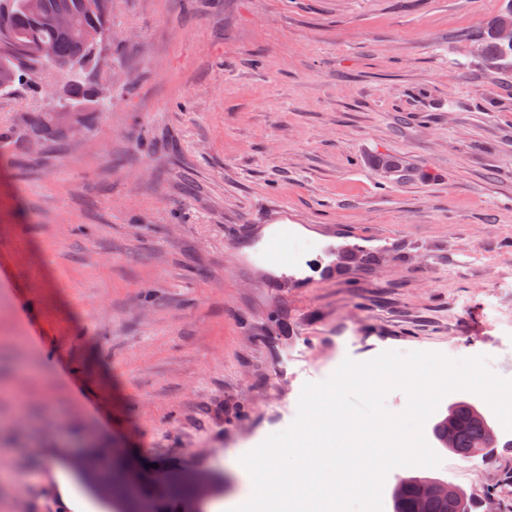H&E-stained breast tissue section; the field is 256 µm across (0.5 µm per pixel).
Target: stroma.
Here are the masks:
<instances>
[{"label":"stroma","instance_id":"stroma-1","mask_svg":"<svg viewBox=\"0 0 512 512\" xmlns=\"http://www.w3.org/2000/svg\"><path fill=\"white\" fill-rule=\"evenodd\" d=\"M512 0H112L108 111L0 145V512H103L71 457L228 478L385 350L512 378ZM430 476L512 512V449ZM506 46L508 48H505ZM479 51L485 58L509 62L512 58V43H503L495 36L489 34L487 40L481 44ZM510 68H512V61L510 62Z\"/></svg>","mask_w":512,"mask_h":512}]
</instances>
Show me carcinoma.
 <instances>
[{"label":"carcinoma","mask_w":512,"mask_h":512,"mask_svg":"<svg viewBox=\"0 0 512 512\" xmlns=\"http://www.w3.org/2000/svg\"><path fill=\"white\" fill-rule=\"evenodd\" d=\"M64 12L71 19L68 29H58L50 18ZM109 0H43L42 8L33 12L27 0H0V27L6 26L13 34L8 42L0 41V98L12 95L20 88L40 93V77L51 70L56 61H72L75 68L65 82L64 99L54 102L42 112L34 114L25 123L24 132L45 140L55 135L67 117L80 120L87 112H100L107 99L91 74L101 60L102 44L112 36ZM485 58L509 62L512 43L505 44L495 36H488L479 48ZM453 417V440L445 437V424ZM493 429L489 416L474 402L465 399L448 404V414L438 419L432 434L438 444L461 457L483 456L489 449L483 447ZM99 468L91 481H83L86 491L106 503L112 512H134V503L126 496L120 466L112 461L106 449L94 451ZM421 476H409L400 481L401 493H391L392 512H412L415 493ZM141 495L157 507L171 500L193 501L195 512H204L201 505L207 497L178 481L170 480L157 491L145 484Z\"/></svg>","instance_id":"obj_1"}]
</instances>
